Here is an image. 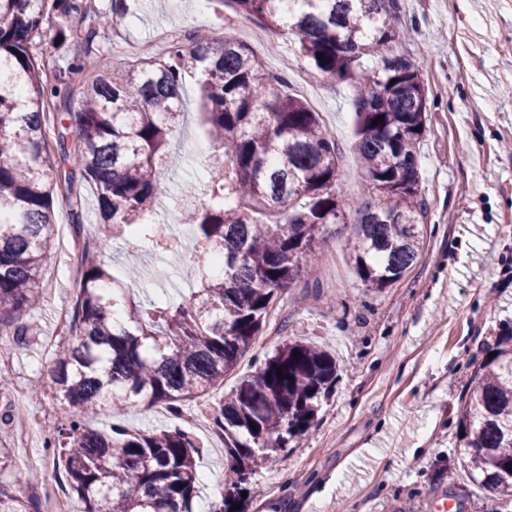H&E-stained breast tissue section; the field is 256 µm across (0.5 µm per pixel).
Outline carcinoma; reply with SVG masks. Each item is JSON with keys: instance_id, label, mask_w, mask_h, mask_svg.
Masks as SVG:
<instances>
[{"instance_id": "1", "label": "carcinoma", "mask_w": 512, "mask_h": 512, "mask_svg": "<svg viewBox=\"0 0 512 512\" xmlns=\"http://www.w3.org/2000/svg\"><path fill=\"white\" fill-rule=\"evenodd\" d=\"M212 2L292 38L316 70L350 88L354 149L376 194L356 209L350 256L370 288L400 280L422 244L417 160L428 97L416 63L388 54L405 36L398 0H293L298 9L288 15L286 0ZM87 12L85 0H0V339L32 331L22 318L42 303L57 199L79 232L75 188L93 186L102 228L78 258L73 339L49 385L69 416V427H57L54 456L79 512H192L199 450L189 433L104 432L82 417L105 407L117 415L139 399L178 414L223 387L281 294L316 262L327 226L352 205L336 191V141L319 114L229 29L218 37L174 32L162 53L142 48L124 69L104 57L74 58L48 75L37 55L45 31L55 26L63 44L70 35L60 18ZM187 76L197 78L214 160L208 201L196 202L192 179L180 185L179 223L192 228L196 256L173 268L176 244L154 215L171 195L161 164ZM62 85L79 106L56 115ZM379 116L384 121L372 125ZM51 132L71 164L61 175L50 166ZM123 236L149 245L176 278L191 282L190 298L135 299L128 282L136 268L128 266L121 282L98 261ZM492 351L458 399L457 442L473 480L512 501V325L501 328ZM336 378L327 348L290 340L224 394L213 423L224 436L227 476L212 512H248L242 492L251 475L316 426ZM0 512L37 510L0 484Z\"/></svg>"}]
</instances>
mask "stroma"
Masks as SVG:
<instances>
[{
    "label": "stroma",
    "instance_id": "1",
    "mask_svg": "<svg viewBox=\"0 0 512 512\" xmlns=\"http://www.w3.org/2000/svg\"><path fill=\"white\" fill-rule=\"evenodd\" d=\"M408 21L392 54L411 57L428 91L426 133L419 150L423 249L402 279L375 290L359 278L347 247L354 217L337 225L311 275L281 296L262 336L222 388L187 403L180 416L140 402L115 415L86 414L88 427L109 431L180 427L200 448L201 485L193 512H208L224 491V441L214 406L252 362L288 340L329 346L340 369L316 426L271 454L252 478L249 512H512V502L472 483L456 451V404L476 366L512 321V0H400ZM120 25L92 42L80 15L68 20L67 57L109 54L113 66L135 58L139 43L163 47L168 34L218 21L206 0H126ZM245 19L235 36L249 42L266 68L285 74L288 89L318 112L336 140L337 189L370 200L353 149L354 110L345 84L315 70L292 40H250ZM182 110L163 170L179 182L204 184L212 150L200 126L199 88L184 85ZM84 234L66 207L55 210L52 248L44 264L43 306L25 315L29 336L0 344V392L13 422L0 421V444L18 466L0 474L19 497L43 505L62 487L61 504L75 512L62 468L45 448L67 415L46 394L56 354L70 340L75 257L96 229L95 193L82 188ZM115 277L136 263V298L189 295L188 284L161 281L142 242L122 238L98 257Z\"/></svg>",
    "mask_w": 512,
    "mask_h": 512
}]
</instances>
